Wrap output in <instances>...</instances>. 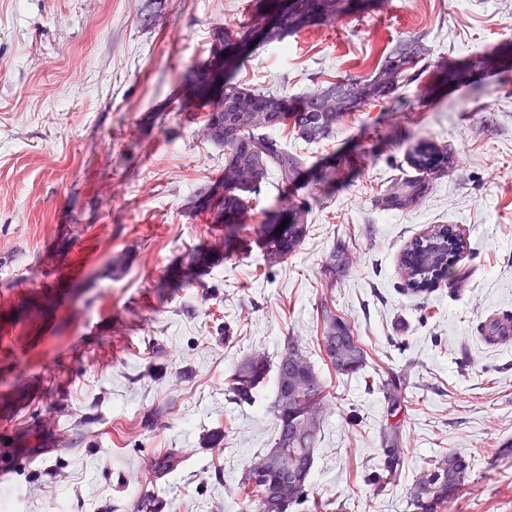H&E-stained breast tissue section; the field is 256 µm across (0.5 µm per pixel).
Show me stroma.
<instances>
[{
	"label": "stroma",
	"instance_id": "stroma-1",
	"mask_svg": "<svg viewBox=\"0 0 512 512\" xmlns=\"http://www.w3.org/2000/svg\"><path fill=\"white\" fill-rule=\"evenodd\" d=\"M153 11L157 23L142 27ZM252 0H0V512H254L239 479L269 447L275 376L251 402L228 383L247 355L276 358L298 341L324 380L326 415L309 486L310 512H405L425 461L458 451L470 475L446 512H512V341L483 338L512 315V72L441 68L512 50V0H382L254 45L235 78L291 98L317 84L369 77L403 40L422 37L429 66L394 99L347 113L329 139L276 129L305 157L285 186L268 178L248 222L308 207L296 253L267 267L258 235L236 242L194 280L167 281L223 225L187 204L224 157L202 114L180 111L181 77L204 62L214 26L249 27ZM383 125L386 138L373 139ZM421 139L454 164L411 207L374 200ZM346 157L342 176L318 171ZM436 224L464 230L473 251L463 289H404L400 255ZM345 273L327 268L338 246ZM126 255L122 270L113 260ZM367 351L353 376L320 346L321 303ZM403 379L387 414L382 385ZM397 424V479L368 482L379 435ZM170 467H160L164 458Z\"/></svg>",
	"mask_w": 512,
	"mask_h": 512
}]
</instances>
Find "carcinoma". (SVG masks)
<instances>
[{
	"label": "carcinoma",
	"instance_id": "obj_1",
	"mask_svg": "<svg viewBox=\"0 0 512 512\" xmlns=\"http://www.w3.org/2000/svg\"><path fill=\"white\" fill-rule=\"evenodd\" d=\"M354 7V0H256L254 13L267 15L258 28L239 34L218 25L212 29L207 63L189 69L182 88L191 97L184 99L181 110L205 111V126L212 128L208 140L224 152V169L220 178L199 188L188 208L212 215V223L224 225V249L237 240L246 239V210L253 196L259 195L269 176L288 185L298 179L304 166L301 155L288 150L272 131L292 125L296 136L304 141L320 142L333 136L336 123L348 112L379 99H390L412 71L429 60L430 49L421 39L402 41L368 78L348 77L319 85L295 102L286 95L247 88L235 81L231 69L241 52L246 53L255 38L265 43L278 42L286 35L308 25L331 21ZM471 70H512V60L503 52H488L470 59ZM224 99V119L214 124L213 98ZM410 165L420 173L401 178L375 199L380 209H402L424 198L429 190L427 176L448 168V152L431 141H421L409 154ZM284 229H279L283 221ZM267 266L273 267L293 255L307 233V212L300 206L286 207L266 215L260 230ZM468 240L455 228L436 224L415 237L400 257V269L407 291L412 294L432 291L444 279L453 285L463 283L469 271L457 270L454 261L468 249ZM323 332L320 346L338 375H354L366 366L363 344L345 345L342 337L353 332L351 324L325 306L322 310ZM275 369V397L271 405L276 434L270 447L263 449L246 466L241 477L244 490L253 494L258 512H300L308 502V486L329 402L325 383L314 364L293 339L280 354L275 365L258 354L245 358L235 370L227 393L230 400L247 403L254 390ZM383 397L390 412L401 408V379L394 378L383 386ZM300 409V419L312 428L309 440L297 445L301 465L288 494L278 491V469L266 460L290 448L289 430ZM382 472L369 481L383 486L384 479L396 475L403 465L405 451L398 427L390 425L380 436ZM470 472V461L461 453H449L426 462L415 476L406 499L407 512H444L455 498Z\"/></svg>",
	"mask_w": 512,
	"mask_h": 512
}]
</instances>
